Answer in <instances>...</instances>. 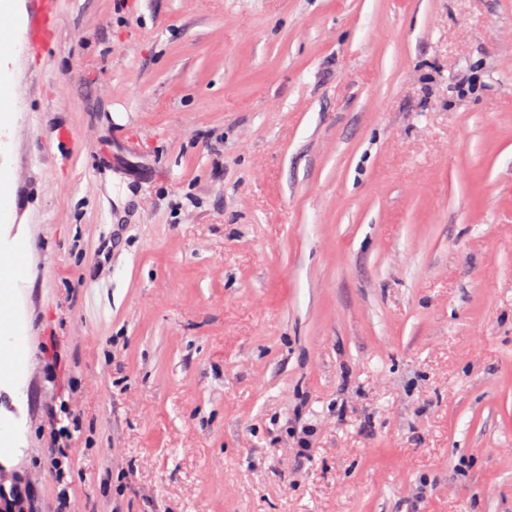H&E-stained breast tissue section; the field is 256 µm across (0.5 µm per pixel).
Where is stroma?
<instances>
[{
    "instance_id": "1",
    "label": "stroma",
    "mask_w": 512,
    "mask_h": 512,
    "mask_svg": "<svg viewBox=\"0 0 512 512\" xmlns=\"http://www.w3.org/2000/svg\"><path fill=\"white\" fill-rule=\"evenodd\" d=\"M56 17L0 62L29 88L0 101V241L36 243L30 364L57 336L86 383L80 512H512V0ZM49 399L34 374L19 467Z\"/></svg>"
}]
</instances>
